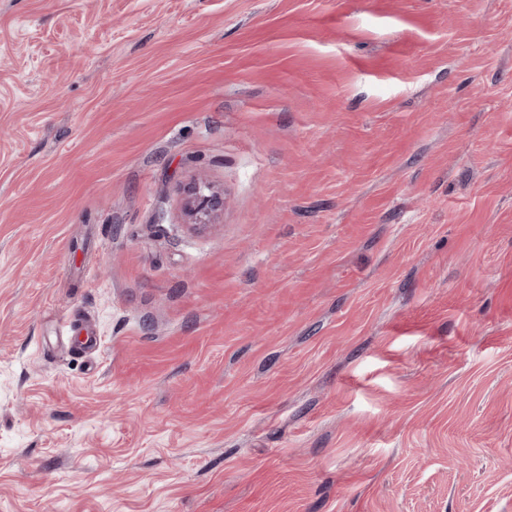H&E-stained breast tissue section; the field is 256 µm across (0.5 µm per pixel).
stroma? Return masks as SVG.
I'll list each match as a JSON object with an SVG mask.
<instances>
[{"label":"stroma","mask_w":512,"mask_h":512,"mask_svg":"<svg viewBox=\"0 0 512 512\" xmlns=\"http://www.w3.org/2000/svg\"><path fill=\"white\" fill-rule=\"evenodd\" d=\"M0 512H512V0H0ZM184 214L193 230H206L218 224L224 212V190L206 181H197L185 191Z\"/></svg>","instance_id":"stroma-1"}]
</instances>
